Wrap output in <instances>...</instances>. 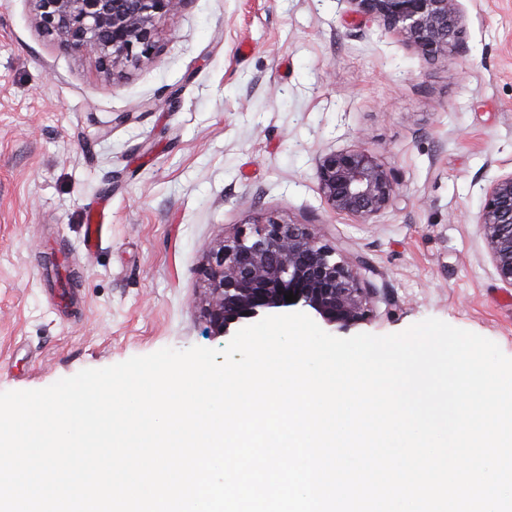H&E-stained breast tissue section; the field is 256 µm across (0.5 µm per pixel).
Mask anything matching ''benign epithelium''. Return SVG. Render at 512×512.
Wrapping results in <instances>:
<instances>
[{"label": "benign epithelium", "mask_w": 512, "mask_h": 512, "mask_svg": "<svg viewBox=\"0 0 512 512\" xmlns=\"http://www.w3.org/2000/svg\"><path fill=\"white\" fill-rule=\"evenodd\" d=\"M39 26L65 53L92 57L114 72L152 57L157 21L179 13L188 0H32ZM348 17L378 24L406 39L424 58L460 46L457 0H346ZM361 144L321 154L318 190L335 214L363 222L389 208L397 182ZM479 224L499 280L512 288V173L496 178L482 200ZM306 224L274 214L247 223L233 237L214 243L203 276L202 313L211 331L227 336L243 320L305 309L333 330L347 331L373 317L375 289L362 284L355 265L335 258ZM297 295L288 302L285 294Z\"/></svg>", "instance_id": "benign-epithelium-1"}]
</instances>
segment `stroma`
<instances>
[{"mask_svg":"<svg viewBox=\"0 0 512 512\" xmlns=\"http://www.w3.org/2000/svg\"><path fill=\"white\" fill-rule=\"evenodd\" d=\"M457 4L459 49L428 60L347 20V0H189L158 21L152 59L110 75L60 50L31 0H0V392L223 348L201 268L267 213L311 225L377 288L355 333L433 317L512 357V288L478 224L512 172V0ZM363 133L398 183L365 223L327 210L315 177Z\"/></svg>","mask_w":512,"mask_h":512,"instance_id":"stroma-1","label":"stroma"}]
</instances>
